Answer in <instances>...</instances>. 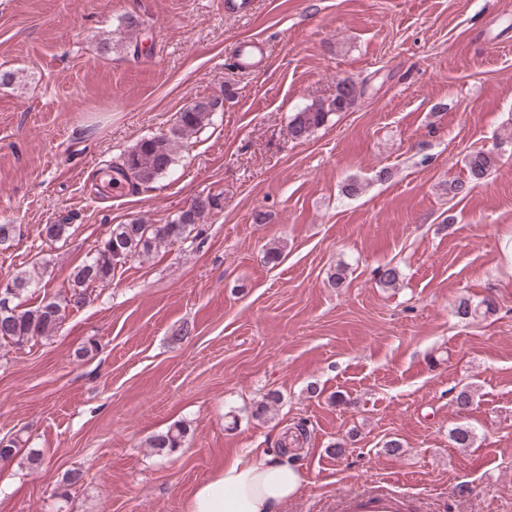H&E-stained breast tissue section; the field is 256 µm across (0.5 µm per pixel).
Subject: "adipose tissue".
Masks as SVG:
<instances>
[{"mask_svg": "<svg viewBox=\"0 0 512 512\" xmlns=\"http://www.w3.org/2000/svg\"><path fill=\"white\" fill-rule=\"evenodd\" d=\"M305 483L289 456L268 455L259 461L242 456L196 489L188 512H282Z\"/></svg>", "mask_w": 512, "mask_h": 512, "instance_id": "1", "label": "adipose tissue"}]
</instances>
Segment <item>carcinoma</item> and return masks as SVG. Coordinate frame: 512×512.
Listing matches in <instances>:
<instances>
[{
    "label": "carcinoma",
    "mask_w": 512,
    "mask_h": 512,
    "mask_svg": "<svg viewBox=\"0 0 512 512\" xmlns=\"http://www.w3.org/2000/svg\"><path fill=\"white\" fill-rule=\"evenodd\" d=\"M361 94L362 90L354 80L336 79V93L332 97L311 103L291 118L288 124L290 137L294 140L307 138L323 126L332 113L347 111ZM222 106L223 101L216 97H202L178 112L168 132L141 139L125 154L122 163L112 169L115 177L110 182L123 181L134 189L153 183L172 168L177 150L210 124L214 112ZM497 162V155L489 150L471 152L466 161L470 181L478 182L490 175ZM213 207L214 198L208 195L167 224H144L135 219L127 224L112 225L93 257L72 272L68 297L44 298L38 306L25 308L22 299L31 292L38 273L28 270L17 274L10 284L17 287L19 296L14 301L13 312L0 317V342L20 346L52 335L65 316L62 309L68 305L83 306L89 288L112 281V273L118 264L146 257L164 244L186 239L188 229L198 224ZM185 434L186 429L175 423L167 431L152 436L148 447L159 452H173L181 447ZM451 440L461 448H468L473 443L474 433L466 426H458L451 431Z\"/></svg>",
    "instance_id": "1"
}]
</instances>
